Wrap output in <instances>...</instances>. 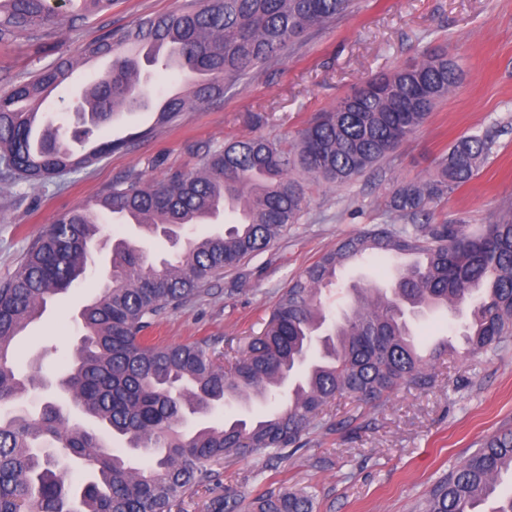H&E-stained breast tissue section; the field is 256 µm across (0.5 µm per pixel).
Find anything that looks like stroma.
Segmentation results:
<instances>
[{
	"instance_id": "stroma-1",
	"label": "stroma",
	"mask_w": 512,
	"mask_h": 512,
	"mask_svg": "<svg viewBox=\"0 0 512 512\" xmlns=\"http://www.w3.org/2000/svg\"><path fill=\"white\" fill-rule=\"evenodd\" d=\"M185 2L113 0L110 10L80 29L58 27L37 43L23 35L0 42V94L58 60L83 62L96 39L120 36L137 21ZM438 47L458 60L463 78L428 121L350 185L310 186L304 215L284 239L166 309L152 334L163 344L206 341L225 351L259 333L290 279L340 238L393 222L386 208L393 187L428 177L435 159L472 132L491 134L493 152L468 184L435 205L433 219L482 229L512 203V0H354L350 12L310 33L277 64L244 77L222 98L182 113L176 122L155 127L153 135H139L154 126L150 112L117 115L101 129L104 140L137 134L134 148L65 176L0 183V284L15 274L32 241L59 213L95 200L112 182L130 174L160 180L193 171L200 147L230 139H295L314 113ZM106 271L105 263H97L81 287L30 326L16 347L19 372L39 366L50 375L64 368L78 336L74 316L98 294ZM389 281L383 261L347 268L342 287L328 300L330 314L345 307L346 285ZM464 324L463 315L444 309L411 322L424 346L462 335ZM435 369L434 389L400 388L377 409L341 399L329 407L325 428L311 431L307 445L276 469L266 468L259 451L220 460L217 481L185 498L181 512H205L210 498L228 492L254 497L272 485L315 487L318 512H415L444 473L500 427L512 426V344L495 353L454 351Z\"/></svg>"
}]
</instances>
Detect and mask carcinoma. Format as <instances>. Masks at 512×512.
<instances>
[{
	"label": "carcinoma",
	"instance_id": "obj_1",
	"mask_svg": "<svg viewBox=\"0 0 512 512\" xmlns=\"http://www.w3.org/2000/svg\"><path fill=\"white\" fill-rule=\"evenodd\" d=\"M352 0H190L171 14L133 25L119 39H98L88 55L112 57L111 70L77 100L82 124L95 127L116 112L149 109L140 61L175 71L192 82V96L161 106L156 124L171 123L255 69L282 58L309 30L346 13ZM112 0H80L69 16L50 0H0V41L20 33L32 40L67 19L80 26ZM78 65L63 61L0 95V181L78 171L128 146L134 138L71 150L63 127L47 125L33 137L40 103L65 84ZM462 80L444 50L356 88L310 119L294 144L261 135L207 145L200 167L144 182L112 183L92 206L59 214L37 237L0 286V405L17 403L42 385L36 372L17 375L12 351L18 336L54 296L81 285L95 267L93 247L104 233L99 214L122 216L152 236H163L172 255L156 258L132 238L113 242L101 293L79 312L78 343L60 377L63 393L82 415L121 439L144 459L109 449L92 428L49 400L36 412L0 418V512H172L216 477L226 455L262 451L273 469L288 448L303 446L322 425L324 408L350 397L375 409L405 384L426 392L437 380L432 360L416 346L406 315L434 308L457 310L471 300L464 341L470 353L497 352L512 339V206L478 233L466 224L432 222V207L469 183L492 153L484 134L459 137L435 161L434 173L397 185L388 211L401 224L347 235L292 279L263 331L224 368V353L206 341L157 345L149 332L162 312L177 307L226 268L277 244L299 223L308 185L341 188L363 176L422 126ZM224 210L248 218L216 234L180 238L177 230L206 223ZM411 253L390 290L361 288L349 310L319 335L326 322L323 296L337 271L366 258ZM276 401L252 422L224 419L178 430L184 415H207L237 401ZM84 461L93 470L79 485L65 467ZM512 473V429L488 437L462 464L429 490L419 512H512V494L497 484ZM312 490L271 488L234 503L239 512H314Z\"/></svg>",
	"mask_w": 512,
	"mask_h": 512
}]
</instances>
